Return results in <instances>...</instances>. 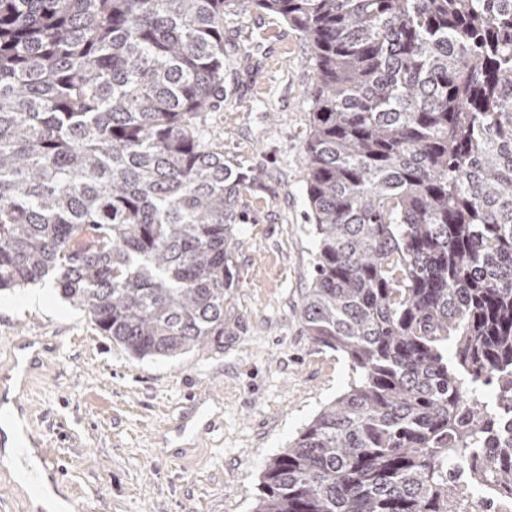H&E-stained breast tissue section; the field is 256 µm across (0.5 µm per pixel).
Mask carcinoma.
I'll use <instances>...</instances> for the list:
<instances>
[{
    "label": "carcinoma",
    "mask_w": 512,
    "mask_h": 512,
    "mask_svg": "<svg viewBox=\"0 0 512 512\" xmlns=\"http://www.w3.org/2000/svg\"><path fill=\"white\" fill-rule=\"evenodd\" d=\"M237 0H0V291L53 277L138 359L224 349L245 178L205 142ZM307 42L314 275L358 374L256 512H462L512 491V0H254ZM512 441V415H501L492 433L483 439L484 448H498L500 440ZM472 467L473 461L468 468L456 467L454 472L461 493L469 504L466 512H511L512 494H499L488 485L483 489L472 486L470 483Z\"/></svg>",
    "instance_id": "obj_1"
}]
</instances>
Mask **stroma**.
<instances>
[{
  "instance_id": "35a3bbf8",
  "label": "stroma",
  "mask_w": 512,
  "mask_h": 512,
  "mask_svg": "<svg viewBox=\"0 0 512 512\" xmlns=\"http://www.w3.org/2000/svg\"><path fill=\"white\" fill-rule=\"evenodd\" d=\"M314 78L301 34L281 18L251 0L225 15L224 96L205 139L261 178L236 210L223 351L137 359L53 281L41 285L44 311L23 308L27 289L0 293V379L17 346L42 348L16 400L45 429L55 490L75 512H253L268 459L351 383L349 361L298 317L315 254L303 151Z\"/></svg>"
}]
</instances>
